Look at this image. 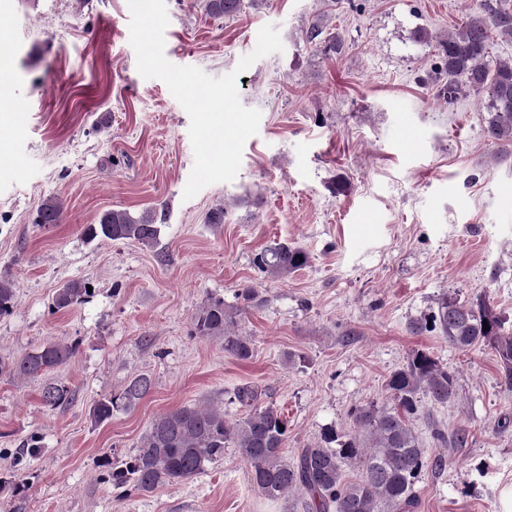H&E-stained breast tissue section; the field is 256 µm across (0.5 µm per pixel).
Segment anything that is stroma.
<instances>
[{
	"instance_id": "obj_1",
	"label": "stroma",
	"mask_w": 512,
	"mask_h": 512,
	"mask_svg": "<svg viewBox=\"0 0 512 512\" xmlns=\"http://www.w3.org/2000/svg\"><path fill=\"white\" fill-rule=\"evenodd\" d=\"M166 4L172 64L218 78L263 26L283 43L238 84L261 120L236 178L188 200L190 119L164 82L139 74L128 0H0V104L11 111L0 119V274L16 289L0 362L48 342L77 348L50 376L73 390L66 408L43 403L46 379L0 374V512H304L299 493L258 494L235 448L146 495H121L100 462L127 461L151 421L183 405L243 417L242 384L284 413V454L296 459L324 434H353V408L388 404L389 374L416 349L457 379L454 400L422 397L412 421L428 458L444 460L423 471L418 512H512V428L497 427L512 420V391L493 350L409 329L446 296L486 301L512 333V154L483 134L487 92L438 96L437 41L482 0H244L223 18L204 0ZM314 27L340 34L341 54L309 40ZM47 199L61 219L35 224ZM158 206L167 221L154 247L84 235L104 211ZM219 208L223 223H210ZM278 240L310 256L281 280L253 265ZM71 280L90 295L53 310ZM245 288L257 297L238 328L254 353L241 361L196 336L193 319ZM141 374L153 382L145 398L91 422L95 400ZM436 425L466 430V447L439 444Z\"/></svg>"
}]
</instances>
